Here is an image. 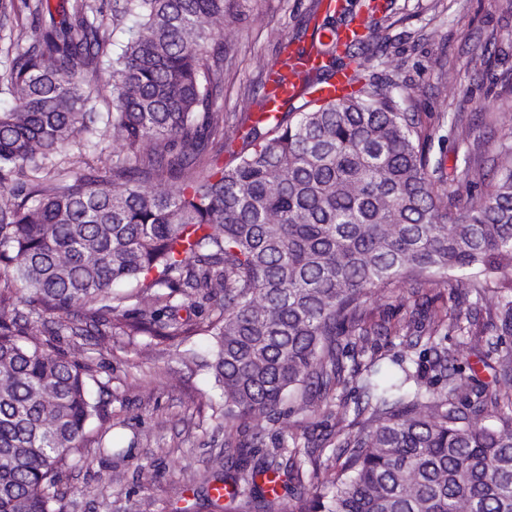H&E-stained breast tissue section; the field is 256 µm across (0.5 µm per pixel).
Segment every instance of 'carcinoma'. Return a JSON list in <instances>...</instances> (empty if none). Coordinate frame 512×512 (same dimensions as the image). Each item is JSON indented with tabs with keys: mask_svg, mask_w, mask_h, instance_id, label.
Segmentation results:
<instances>
[{
	"mask_svg": "<svg viewBox=\"0 0 512 512\" xmlns=\"http://www.w3.org/2000/svg\"><path fill=\"white\" fill-rule=\"evenodd\" d=\"M225 0H0V26L25 9L34 33L13 39L0 75V512H67L57 477L109 422V383L69 358L65 338L158 336L183 343L207 313L210 368L224 422L257 431L291 397L315 413L339 391L359 393L362 427L336 457L302 448L224 449L235 459L228 496L241 512H278L283 477L307 483L297 512H512V350L497 355L499 388L477 383L443 341L472 335L473 309L494 300L512 335V146L494 189L453 213L430 167L415 115L391 80L312 99L224 134ZM315 42L323 84L336 72V28ZM119 144L134 159L84 152ZM77 159L58 166V156ZM230 154L219 166L216 155ZM412 295L464 282L475 301L446 318L368 325V300L396 282ZM118 283L130 285L113 292ZM76 310L82 324L63 320ZM426 339L436 374L400 365L387 385L344 359L367 355L380 332ZM491 410L477 426L471 415Z\"/></svg>",
	"mask_w": 512,
	"mask_h": 512,
	"instance_id": "carcinoma-1",
	"label": "carcinoma"
}]
</instances>
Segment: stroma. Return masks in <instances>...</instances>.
<instances>
[{"label": "stroma", "mask_w": 512, "mask_h": 512, "mask_svg": "<svg viewBox=\"0 0 512 512\" xmlns=\"http://www.w3.org/2000/svg\"><path fill=\"white\" fill-rule=\"evenodd\" d=\"M369 27V44L360 50L365 78L391 79L409 93L431 165L440 166L448 206L465 207L472 194L489 192L497 155L512 145V0H351ZM316 0H231L224 20V129L233 131L248 101L264 92L265 72L285 45L309 46L308 17ZM469 126L461 143L452 123ZM476 162L468 177L464 154ZM470 184V194L459 193ZM395 291L383 292L363 313L366 324L397 322L409 312L447 311L457 296L451 286L420 290L417 298L395 307ZM194 363L182 361L177 344L151 336L109 340L87 338L67 344L69 355L89 361L108 382L113 453L97 448L62 473L58 489L69 512H234L232 504L209 506L206 480L215 472L230 475L225 443L244 448L276 447L282 435L299 445L331 450L347 431L336 423L338 406L353 405L356 392L341 394L320 413L294 410L268 423L254 436L243 420L225 425L222 403L208 367L212 339L191 338ZM419 348L390 336L375 339L374 370L379 383L401 375V358Z\"/></svg>", "instance_id": "1"}]
</instances>
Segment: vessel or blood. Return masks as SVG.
<instances>
[{
	"instance_id": "obj_1",
	"label": "vessel or blood",
	"mask_w": 512,
	"mask_h": 512,
	"mask_svg": "<svg viewBox=\"0 0 512 512\" xmlns=\"http://www.w3.org/2000/svg\"><path fill=\"white\" fill-rule=\"evenodd\" d=\"M323 60L316 50L301 54L296 50L285 51L267 74L266 97L261 106L256 107L257 115L269 118L281 112L284 104L295 102L305 95L329 98L342 93L349 75L341 71L328 84L310 90L302 82L303 76L321 66Z\"/></svg>"
}]
</instances>
